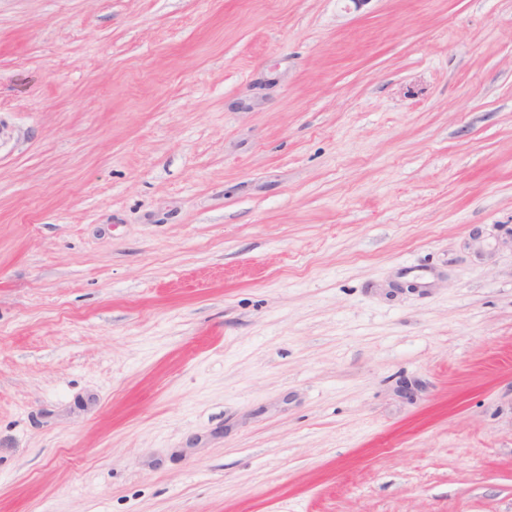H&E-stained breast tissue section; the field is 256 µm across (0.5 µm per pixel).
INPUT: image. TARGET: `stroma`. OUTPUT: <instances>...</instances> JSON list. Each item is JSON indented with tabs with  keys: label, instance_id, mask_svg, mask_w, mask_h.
Wrapping results in <instances>:
<instances>
[{
	"label": "stroma",
	"instance_id": "obj_1",
	"mask_svg": "<svg viewBox=\"0 0 512 512\" xmlns=\"http://www.w3.org/2000/svg\"><path fill=\"white\" fill-rule=\"evenodd\" d=\"M0 512H512V0H0Z\"/></svg>",
	"mask_w": 512,
	"mask_h": 512
}]
</instances>
